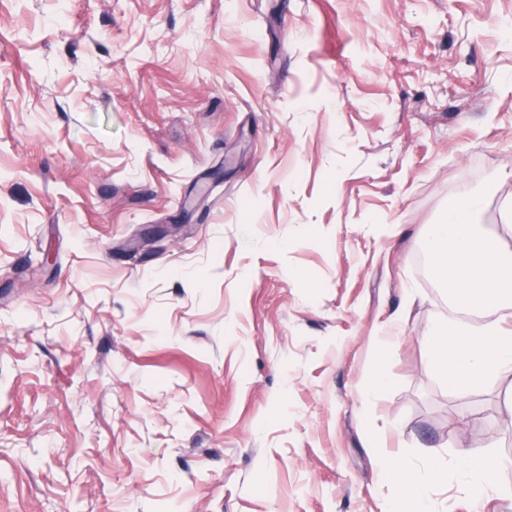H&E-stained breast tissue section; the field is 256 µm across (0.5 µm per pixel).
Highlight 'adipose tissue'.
<instances>
[{
    "label": "adipose tissue",
    "mask_w": 512,
    "mask_h": 512,
    "mask_svg": "<svg viewBox=\"0 0 512 512\" xmlns=\"http://www.w3.org/2000/svg\"><path fill=\"white\" fill-rule=\"evenodd\" d=\"M484 206L480 195L467 194L440 223L431 225L424 249L429 264L457 311L481 312L478 325L458 320L433 326L424 341L430 364L458 399H468L480 387L512 376V245L480 228ZM438 449L413 466L399 458H385L379 476L398 491L390 512H428V490L455 479L474 501L488 492L512 498V457L486 448H464L458 468L448 474L439 464Z\"/></svg>",
    "instance_id": "ef3b65f1"
}]
</instances>
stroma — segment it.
<instances>
[{"mask_svg": "<svg viewBox=\"0 0 512 512\" xmlns=\"http://www.w3.org/2000/svg\"><path fill=\"white\" fill-rule=\"evenodd\" d=\"M509 26L512 0H0V512H387L383 457H512V377L460 403L422 341L459 316L429 225L478 192L512 243Z\"/></svg>", "mask_w": 512, "mask_h": 512, "instance_id": "35a3bbf8", "label": "stroma"}]
</instances>
